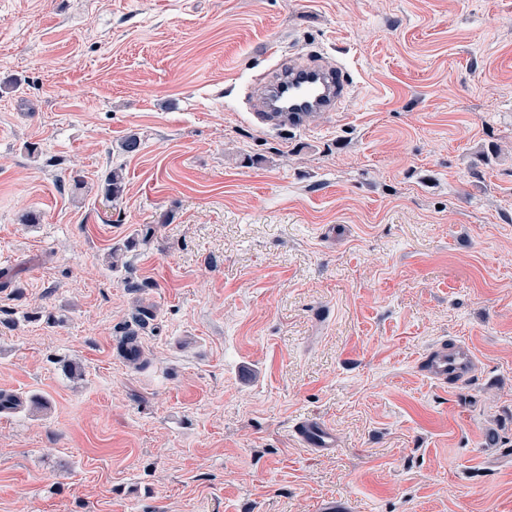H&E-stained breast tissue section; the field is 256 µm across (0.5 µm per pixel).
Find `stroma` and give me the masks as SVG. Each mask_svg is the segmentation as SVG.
Returning a JSON list of instances; mask_svg holds the SVG:
<instances>
[{
  "label": "stroma",
  "mask_w": 512,
  "mask_h": 512,
  "mask_svg": "<svg viewBox=\"0 0 512 512\" xmlns=\"http://www.w3.org/2000/svg\"><path fill=\"white\" fill-rule=\"evenodd\" d=\"M0 393V512H512V0H0ZM351 81L346 69L319 60L288 62L256 89L250 112L271 126L300 128L314 114L339 110L351 97ZM472 362V354L467 348L444 344L427 356L423 370L438 382L453 384L468 378ZM295 433L300 443L311 450L330 452L336 447V436L319 421H303L296 426Z\"/></svg>",
  "instance_id": "35a3bbf8"
}]
</instances>
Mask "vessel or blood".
<instances>
[{
	"label": "vessel or blood",
	"mask_w": 512,
	"mask_h": 512,
	"mask_svg": "<svg viewBox=\"0 0 512 512\" xmlns=\"http://www.w3.org/2000/svg\"><path fill=\"white\" fill-rule=\"evenodd\" d=\"M351 90L352 78L344 68L315 59L291 62L280 65L272 80L256 89L252 110L265 124L299 128L314 114L339 110ZM472 362L467 348L445 344L427 356L423 369L432 379L453 384L468 378ZM295 433L312 450L328 452L336 446L334 433L316 420L299 423Z\"/></svg>",
	"instance_id": "b4317fda"
}]
</instances>
